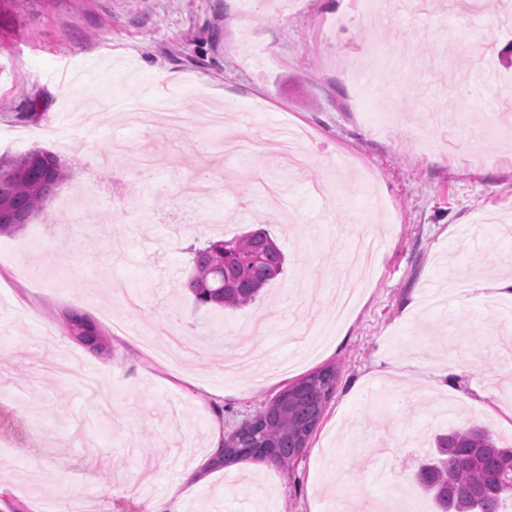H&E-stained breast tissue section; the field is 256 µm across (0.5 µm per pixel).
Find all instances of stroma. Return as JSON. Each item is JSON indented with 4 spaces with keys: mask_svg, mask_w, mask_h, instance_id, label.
Instances as JSON below:
<instances>
[{
    "mask_svg": "<svg viewBox=\"0 0 512 512\" xmlns=\"http://www.w3.org/2000/svg\"><path fill=\"white\" fill-rule=\"evenodd\" d=\"M497 28L491 84L457 37ZM415 54L381 81L372 41ZM376 84L359 95L351 73ZM512 0H0V132L67 179L0 237V512H146L190 472L178 512H377L411 490L432 437L512 427ZM180 117L128 125L142 90ZM224 113L200 126L201 100ZM311 130L309 162L226 138ZM84 194L87 219L62 211ZM197 215L211 221L198 226ZM267 229L283 272L218 311L182 284L195 249ZM380 243L351 318L314 358L350 238ZM104 329L96 354L61 323ZM463 370L444 376L446 362ZM336 389L288 466L217 464L227 436L325 366Z\"/></svg>",
    "mask_w": 512,
    "mask_h": 512,
    "instance_id": "stroma-1",
    "label": "stroma"
}]
</instances>
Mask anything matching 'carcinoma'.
<instances>
[{"instance_id": "cac0c4a2", "label": "carcinoma", "mask_w": 512, "mask_h": 512, "mask_svg": "<svg viewBox=\"0 0 512 512\" xmlns=\"http://www.w3.org/2000/svg\"><path fill=\"white\" fill-rule=\"evenodd\" d=\"M64 163L52 152L35 149L0 157V236L20 230V220L40 214L66 179ZM260 228L231 239L240 262L226 265L223 240L195 252L188 288L199 305L239 309L254 303L263 288L283 271L278 245H269ZM63 325L89 351L106 350L104 331L89 314L68 310ZM337 370L327 366L287 386L260 411L257 425L224 440L221 463L257 459L256 448L285 465L311 440L336 389ZM436 512H499L512 497V445L504 446L487 428L464 427L439 434L414 475Z\"/></svg>"}]
</instances>
